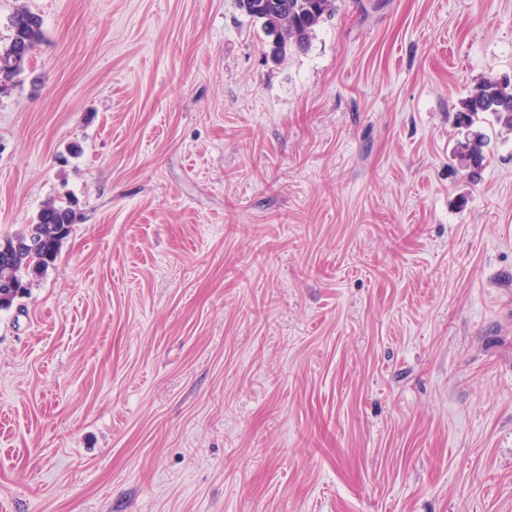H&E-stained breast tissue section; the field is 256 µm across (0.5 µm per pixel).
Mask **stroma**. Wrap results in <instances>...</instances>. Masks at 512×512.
<instances>
[{
  "mask_svg": "<svg viewBox=\"0 0 512 512\" xmlns=\"http://www.w3.org/2000/svg\"><path fill=\"white\" fill-rule=\"evenodd\" d=\"M0 512H512V0H336L271 57L238 0H0ZM42 25L41 17L27 9L11 17L10 42L0 47V95L9 93L25 72L33 50L43 40ZM492 78L482 79L460 102L456 113V125L466 129L464 141L458 142L456 157L463 168L472 169L471 175L483 166L484 147L488 143L484 132L471 129L479 115L487 114L493 123L512 130V81ZM75 204L72 202H46L37 220L27 232L0 240V283L12 281L21 294L26 292L30 280L41 275L53 264L61 245L76 223ZM34 241V242H29ZM37 244H39L36 254Z\"/></svg>",
  "mask_w": 512,
  "mask_h": 512,
  "instance_id": "35a3bbf8",
  "label": "stroma"
}]
</instances>
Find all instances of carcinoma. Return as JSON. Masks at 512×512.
Returning a JSON list of instances; mask_svg holds the SVG:
<instances>
[{
  "label": "carcinoma",
  "instance_id": "obj_1",
  "mask_svg": "<svg viewBox=\"0 0 512 512\" xmlns=\"http://www.w3.org/2000/svg\"><path fill=\"white\" fill-rule=\"evenodd\" d=\"M239 3L249 16L261 22L267 39L275 41L279 59L293 47L306 48L316 27L335 10V0H239ZM10 30L9 44L0 47V95L9 93L16 85V79L25 72L33 50L44 36L41 17L27 9L13 14ZM481 114L512 130L511 80L494 81L486 77L460 102L456 125L466 132L464 140L458 142L456 157L473 174L483 166L484 147L488 143L484 132L472 129ZM76 217L75 204L49 201L28 231L0 240V283L9 280L26 291L30 280L56 260ZM30 241L39 244L35 254L27 248Z\"/></svg>",
  "mask_w": 512,
  "mask_h": 512
}]
</instances>
